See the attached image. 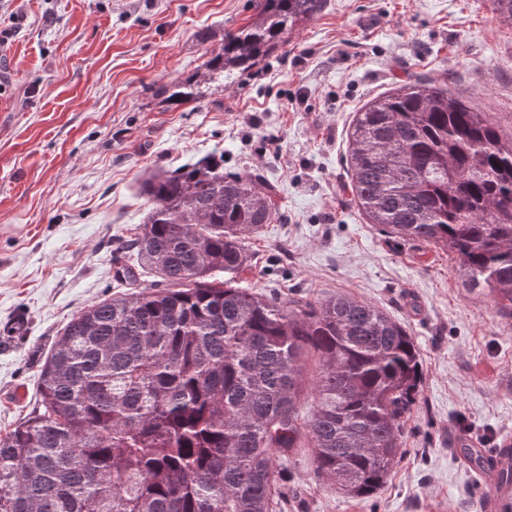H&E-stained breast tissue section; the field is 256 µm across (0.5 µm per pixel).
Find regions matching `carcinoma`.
I'll return each instance as SVG.
<instances>
[{
  "label": "carcinoma",
  "instance_id": "1",
  "mask_svg": "<svg viewBox=\"0 0 512 512\" xmlns=\"http://www.w3.org/2000/svg\"><path fill=\"white\" fill-rule=\"evenodd\" d=\"M325 0H257L203 72L159 88L196 102L284 49ZM448 90L416 81L375 98L348 134V186L388 234L457 255L512 315V143ZM151 207L120 242L116 276L160 285L72 316L39 371V401L0 436V512H277L302 436L342 493L380 492L403 454L423 383L413 336L347 295L276 302L238 286L246 239L274 220V189L204 156L150 175ZM323 364L297 406L300 357Z\"/></svg>",
  "mask_w": 512,
  "mask_h": 512
}]
</instances>
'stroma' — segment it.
I'll list each match as a JSON object with an SVG mask.
<instances>
[{"mask_svg":"<svg viewBox=\"0 0 512 512\" xmlns=\"http://www.w3.org/2000/svg\"><path fill=\"white\" fill-rule=\"evenodd\" d=\"M255 0H0V435L36 407L69 319L126 293L118 239L143 224L150 174L209 154L277 190L247 240L241 286L281 301L343 294L406 326L424 378L404 456L358 503L317 476L309 446L282 465L280 512H481L489 490L453 456L465 434L512 435V317L464 287L459 261L368 224L348 187L357 112L420 78L512 133V22L492 0H325L286 51L205 100L157 86L198 70ZM24 333L4 334L17 312Z\"/></svg>","mask_w":512,"mask_h":512,"instance_id":"stroma-1","label":"stroma"}]
</instances>
